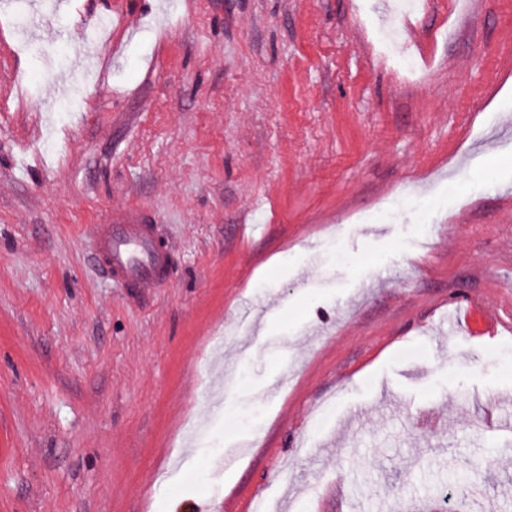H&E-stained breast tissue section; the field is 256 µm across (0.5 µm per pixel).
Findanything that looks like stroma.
Here are the masks:
<instances>
[{
    "label": "stroma",
    "mask_w": 512,
    "mask_h": 512,
    "mask_svg": "<svg viewBox=\"0 0 512 512\" xmlns=\"http://www.w3.org/2000/svg\"><path fill=\"white\" fill-rule=\"evenodd\" d=\"M26 3L0 512H512V0ZM130 214L176 258L139 301L91 230Z\"/></svg>",
    "instance_id": "1"
}]
</instances>
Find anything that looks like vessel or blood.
Here are the masks:
<instances>
[{"mask_svg":"<svg viewBox=\"0 0 512 512\" xmlns=\"http://www.w3.org/2000/svg\"><path fill=\"white\" fill-rule=\"evenodd\" d=\"M98 262L119 287L145 295L171 278L174 259L156 225L133 220L97 224Z\"/></svg>","mask_w":512,"mask_h":512,"instance_id":"vessel-or-blood-1","label":"vessel or blood"}]
</instances>
